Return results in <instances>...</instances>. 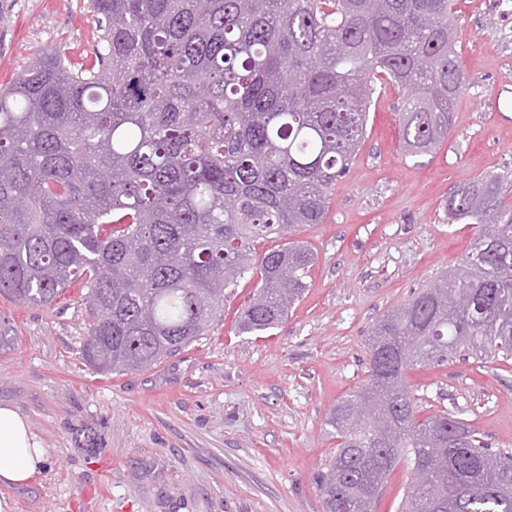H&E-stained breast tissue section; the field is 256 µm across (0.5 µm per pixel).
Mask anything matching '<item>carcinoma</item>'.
I'll return each instance as SVG.
<instances>
[{"label": "carcinoma", "instance_id": "1", "mask_svg": "<svg viewBox=\"0 0 512 512\" xmlns=\"http://www.w3.org/2000/svg\"><path fill=\"white\" fill-rule=\"evenodd\" d=\"M96 60L39 53L0 88V294L32 306L86 288L80 358L143 370L200 339L227 290L259 274L246 333L287 315L315 263L290 242L321 224L364 137L373 87L403 95L411 156L448 137L467 76L452 0H91ZM512 184L481 175L448 197L475 224L468 254L376 321L368 380L336 405L316 476L323 512H372L400 463V512H512V453L469 421L420 417L412 370L512 353ZM498 225L487 239L486 225ZM373 405L365 431L351 418Z\"/></svg>", "mask_w": 512, "mask_h": 512}]
</instances>
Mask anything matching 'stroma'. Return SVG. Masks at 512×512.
Segmentation results:
<instances>
[{
    "label": "stroma",
    "instance_id": "1",
    "mask_svg": "<svg viewBox=\"0 0 512 512\" xmlns=\"http://www.w3.org/2000/svg\"><path fill=\"white\" fill-rule=\"evenodd\" d=\"M454 10L468 84L447 139L409 156L402 93L375 84L365 140L324 223L255 243L259 255L291 240L316 256L275 328L240 329L257 284L246 279L202 339L149 370L104 375L79 354L82 285L47 306L0 296V406L49 451L26 485L0 484L13 512H322L314 476L337 444L328 415L365 384L376 320L470 249L477 228L451 221L449 194L484 174L512 181V112L488 107L512 88V0H455ZM103 24L88 0H0V86L46 47L94 60ZM408 380L421 415L457 411L492 448L512 449V359L454 360ZM88 435L98 455L84 449Z\"/></svg>",
    "mask_w": 512,
    "mask_h": 512
}]
</instances>
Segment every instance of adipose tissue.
I'll return each mask as SVG.
<instances>
[{"mask_svg": "<svg viewBox=\"0 0 512 512\" xmlns=\"http://www.w3.org/2000/svg\"><path fill=\"white\" fill-rule=\"evenodd\" d=\"M48 462L27 420L11 407H0V482L25 485Z\"/></svg>", "mask_w": 512, "mask_h": 512, "instance_id": "adipose-tissue-1", "label": "adipose tissue"}]
</instances>
